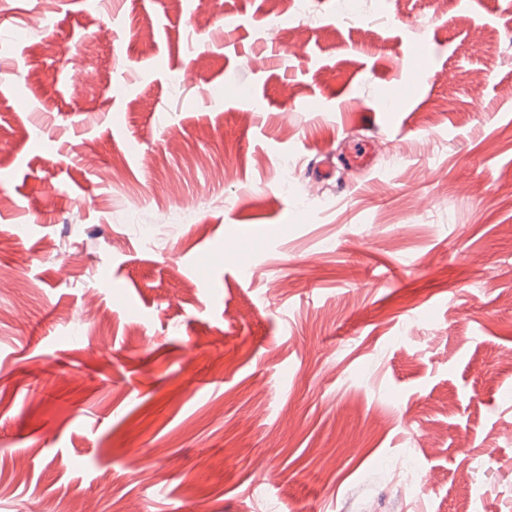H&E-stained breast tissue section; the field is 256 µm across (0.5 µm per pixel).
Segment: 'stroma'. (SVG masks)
I'll return each mask as SVG.
<instances>
[{
  "instance_id": "1",
  "label": "stroma",
  "mask_w": 512,
  "mask_h": 512,
  "mask_svg": "<svg viewBox=\"0 0 512 512\" xmlns=\"http://www.w3.org/2000/svg\"><path fill=\"white\" fill-rule=\"evenodd\" d=\"M75 499L512 512V0H0V512Z\"/></svg>"
}]
</instances>
